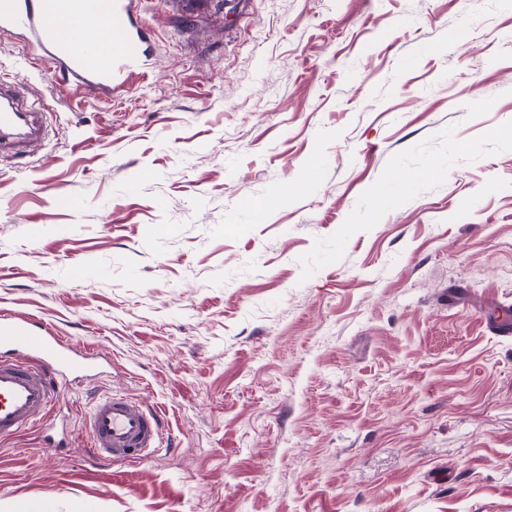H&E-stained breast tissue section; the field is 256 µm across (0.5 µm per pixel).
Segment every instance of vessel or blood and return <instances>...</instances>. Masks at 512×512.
<instances>
[{"instance_id": "obj_1", "label": "vessel or blood", "mask_w": 512, "mask_h": 512, "mask_svg": "<svg viewBox=\"0 0 512 512\" xmlns=\"http://www.w3.org/2000/svg\"><path fill=\"white\" fill-rule=\"evenodd\" d=\"M66 14L72 34L59 36L49 17ZM0 29L22 31L33 54L50 72H62L75 89L116 94L128 88L144 67L142 21L135 0H0ZM110 35L108 58L96 43ZM46 135L41 112L16 83L0 80V154L36 148ZM94 360L57 336L48 323L11 314L0 316V439L43 422L60 390L73 375L91 379ZM164 418L160 411L122 395L96 399L84 447L92 457L136 463L160 450Z\"/></svg>"}]
</instances>
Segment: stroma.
<instances>
[{
	"instance_id": "obj_1",
	"label": "stroma",
	"mask_w": 512,
	"mask_h": 512,
	"mask_svg": "<svg viewBox=\"0 0 512 512\" xmlns=\"http://www.w3.org/2000/svg\"><path fill=\"white\" fill-rule=\"evenodd\" d=\"M138 10L114 98L0 30L49 106L0 156V312L105 356L0 440V512H512V0ZM108 393L167 448L85 454Z\"/></svg>"
}]
</instances>
